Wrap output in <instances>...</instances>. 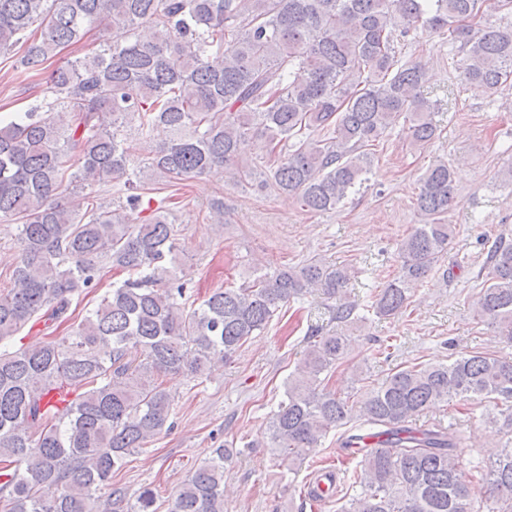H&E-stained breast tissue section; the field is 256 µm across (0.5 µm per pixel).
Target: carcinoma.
<instances>
[{
    "instance_id": "1",
    "label": "carcinoma",
    "mask_w": 512,
    "mask_h": 512,
    "mask_svg": "<svg viewBox=\"0 0 512 512\" xmlns=\"http://www.w3.org/2000/svg\"><path fill=\"white\" fill-rule=\"evenodd\" d=\"M484 0H0V54L23 50L34 72L91 27L112 25V43L50 73L49 111L36 104L0 117V221L17 225L13 286L0 289V344L64 315L97 285L101 265L127 273L66 336L0 349V512H156L157 494L131 497L112 476L127 456L170 431L176 415L170 373L201 379L267 328L283 306L348 287L344 266L310 260L217 288L201 302L176 275L181 244L172 209L160 201L142 218L143 191L175 187L217 168L259 179L308 211L336 209L370 171V147L398 123L411 144L436 134V101L425 71L400 59L419 31L448 36L466 81L491 95L512 83V21L485 22ZM112 114V128L100 114ZM139 141L166 138L145 162ZM262 136L269 160L245 159ZM123 181L122 211L83 190ZM455 176L445 160L421 178L424 223L401 241L400 267L366 304L341 303L353 326L362 309L404 314L412 287L440 271L456 236L448 223ZM206 219L224 223V198ZM476 315L497 343L512 345V243L499 240ZM345 332L313 329L270 418L271 447L301 465L332 429L359 419L382 436L345 484L338 512H483L475 483L512 512V439L465 475L456 430L414 427L451 401L494 400L512 422V358L463 352L448 363L394 369L372 388L338 393L320 376L345 359ZM217 448L172 497L169 512H224V461Z\"/></svg>"
}]
</instances>
